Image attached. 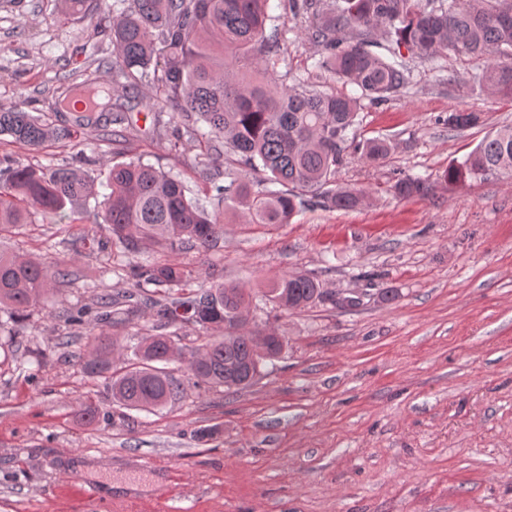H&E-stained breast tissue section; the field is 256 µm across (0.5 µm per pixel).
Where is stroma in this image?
I'll return each mask as SVG.
<instances>
[{
	"mask_svg": "<svg viewBox=\"0 0 512 512\" xmlns=\"http://www.w3.org/2000/svg\"><path fill=\"white\" fill-rule=\"evenodd\" d=\"M114 2L66 19L58 0H0V108L44 112L60 100L70 123L74 88L90 81L104 101L143 111L106 65ZM297 27L270 75L357 94L319 67L320 48L305 21ZM403 57L408 87L361 102V136L387 139L390 154L368 164L351 153L336 172L337 186L366 191L356 209L318 206L286 224L238 217L205 252L113 250L90 213L0 235V251L46 265L65 258L71 271L0 330V512H82L89 488L100 512H512V177L447 179L487 133L512 128V100L472 84L486 58ZM452 112L480 123L449 130ZM162 119L127 131L126 158L201 184L193 140L172 108ZM76 151L0 144V155L34 166H77ZM408 176L429 194H396ZM164 260L182 262L195 283L217 268L253 291L249 330L274 326L287 347L238 390L194 386L186 362H173L184 398L125 413L81 369L105 328H71L61 314L94 292L128 289L117 268ZM289 272L361 302L285 313L257 296L262 281ZM389 289L394 299L383 300ZM155 325L142 307L105 330L129 349ZM68 332L75 343L59 347ZM89 401L108 418L86 424Z\"/></svg>",
	"mask_w": 512,
	"mask_h": 512,
	"instance_id": "stroma-1",
	"label": "stroma"
}]
</instances>
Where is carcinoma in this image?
<instances>
[{"mask_svg":"<svg viewBox=\"0 0 512 512\" xmlns=\"http://www.w3.org/2000/svg\"><path fill=\"white\" fill-rule=\"evenodd\" d=\"M101 0H63L70 16L85 14ZM112 18V68L123 90H136L150 78L146 106H172L187 133L197 142L196 165L205 178L200 195L170 171L141 159L110 161L100 169L110 188L99 203L102 223L111 243L135 252L145 242L163 243L171 250L214 246L224 236V213L242 211L250 224H287L315 203L336 209H355L366 198L363 190L334 187L336 168L352 150L368 163L383 161L391 151L381 138L357 140L359 98L336 95L314 86L288 88L239 75L240 69L268 70L281 49L284 32L274 27L269 41L266 23L276 21L269 0H120ZM290 19L312 18L307 39L324 50L321 67L354 84L361 96L383 102L406 88L410 68L401 48L434 59L443 53L485 56L486 67L473 81L496 96L512 98V0H288ZM384 46L386 59L372 51ZM231 53L233 68L224 66ZM78 121H103L120 126L114 138L133 126L128 112L79 115ZM474 113L451 112L448 130L475 127ZM39 148L47 142L80 146L71 126L57 124L49 114L34 115L20 106L0 112V137ZM224 154L257 174L243 179L238 171L210 167L214 154ZM512 176V128L487 135L464 159L448 169V181ZM230 178L229 185L220 183ZM89 172L72 167L25 165L9 156L0 158V233L36 217L83 220L82 208L93 195ZM395 192L424 196L427 182L405 178ZM70 276L67 261L52 266L0 253V312L12 320L35 306L50 285ZM134 291L105 295L92 302L97 319L112 322L117 306L140 296L150 305L159 325L182 316L208 328H224L188 355L195 384L227 389L250 385L267 362L259 353L256 335L230 332L247 322L250 296L224 282L218 271L209 274L208 287H190L191 273L175 260L132 266ZM262 298L288 312L325 300L336 302L321 283L302 272L270 279ZM267 354L276 358L287 342L273 329ZM96 345L84 363L85 373L104 379L119 406L152 412L184 395L183 383L167 365L183 358L171 337L159 333L144 338L135 359L114 364L110 336L95 337Z\"/></svg>","mask_w":512,"mask_h":512,"instance_id":"cac0c4a2","label":"carcinoma"}]
</instances>
